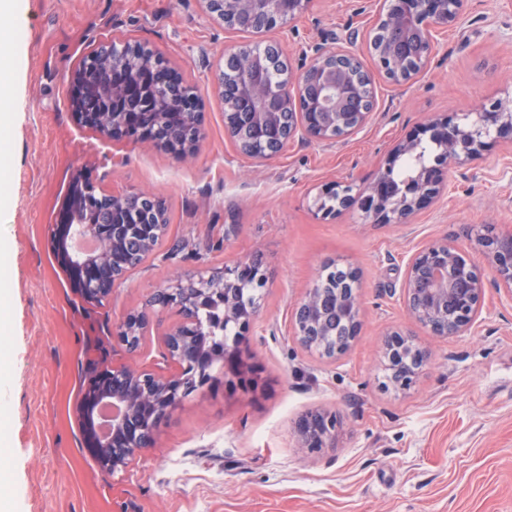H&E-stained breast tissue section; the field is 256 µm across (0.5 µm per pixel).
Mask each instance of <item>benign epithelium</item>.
<instances>
[{"label": "benign epithelium", "mask_w": 512, "mask_h": 512, "mask_svg": "<svg viewBox=\"0 0 512 512\" xmlns=\"http://www.w3.org/2000/svg\"><path fill=\"white\" fill-rule=\"evenodd\" d=\"M204 10L224 26L240 31L270 30L303 15L310 0H201ZM466 0H386L375 28L388 27L392 39L380 45L369 38L376 71L397 85L412 82L428 70L435 57L433 32L457 26ZM115 43H97L69 76L71 106L79 122L99 136H122L163 148L176 145L185 156L199 139L200 128L173 127L164 139L157 131L167 123L152 100L138 93L139 69L122 74L107 67ZM309 65L293 72L281 44L271 41L261 54L240 49L225 55L217 89L224 94L227 74L254 73L246 87L248 103L224 101V126L239 152L267 160L290 142H334L363 129L376 107L374 72L351 49L314 46ZM268 69H278L282 81L265 82ZM438 153L422 163L413 176L396 183L392 171L399 160L414 153L424 141ZM498 141L512 143V101H499L471 114L451 113L420 125L398 142L384 169L358 192L343 182L324 184L311 207L324 215L355 208L374 223L407 224L447 187L451 170L461 171ZM87 202L104 204L95 223H84L65 202L57 213L52 249L71 284L89 303H100L124 283L128 268L113 262L120 240L133 244L135 264L151 254L165 234L164 203L144 192L114 194L86 183ZM84 240L95 247L80 248ZM488 262L484 273L457 245L435 240L411 255L403 288L415 321L431 335H458L482 312L487 283L512 301V229L476 234ZM267 271L257 258L237 261L220 272L203 270L186 281L156 290L150 308L128 315L116 337L127 351L140 348L153 318L177 307L183 322L165 335L166 374L118 365L102 369L86 384L76 413L88 454L100 469L115 474L143 450L152 447L158 422L194 392L213 382L212 371H224L225 383L243 392L260 385L255 366L246 362L242 347L260 307L253 289H262ZM216 301L224 307V336L215 353L201 345L189 310ZM361 302L355 284L330 295L320 284L306 289L295 303L291 320L293 339L304 350L324 359L346 353L359 334ZM387 386L408 390L428 361L427 349L409 333L391 330L380 343ZM340 420L325 410L304 414L296 426L297 446L335 447Z\"/></svg>", "instance_id": "7a95c632"}]
</instances>
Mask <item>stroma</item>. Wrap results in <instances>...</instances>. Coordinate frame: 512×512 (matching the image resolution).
Listing matches in <instances>:
<instances>
[{"mask_svg":"<svg viewBox=\"0 0 512 512\" xmlns=\"http://www.w3.org/2000/svg\"><path fill=\"white\" fill-rule=\"evenodd\" d=\"M382 0H311L285 31L224 28L200 0H29L12 76L17 110L12 157L0 173V373L12 405L0 417V477L12 512H512V301L487 287L473 327L438 338L416 322L402 285L409 256L448 239L475 262L483 225H512V145L471 163L476 179L451 174L441 197L411 223L370 224L354 209L314 214L323 184L362 187L388 151L437 115L474 111L512 97V0H468L456 29L437 32L430 69L399 86L375 85L369 123L329 145L292 142L258 162L224 130L216 75L228 48L279 39L293 70L307 46L362 49ZM135 39L194 86L203 137L179 159L150 144L104 140L70 106L68 76L99 41ZM370 62V55L362 57ZM113 193L160 198L169 228L153 253L98 304L83 300L57 264L52 231L73 176ZM262 260L269 280L248 350L265 390L228 393L215 379L172 410L153 445L124 472L87 454L75 407L103 368L133 364L165 372L169 310L136 354L116 325L157 289L237 260ZM359 275L362 325L333 361L291 338L294 303L329 261ZM414 335L429 363L406 391L384 389L378 344L386 331ZM338 413L336 445L308 453L295 427L311 410Z\"/></svg>","mask_w":512,"mask_h":512,"instance_id":"35a3bbf8","label":"stroma"}]
</instances>
